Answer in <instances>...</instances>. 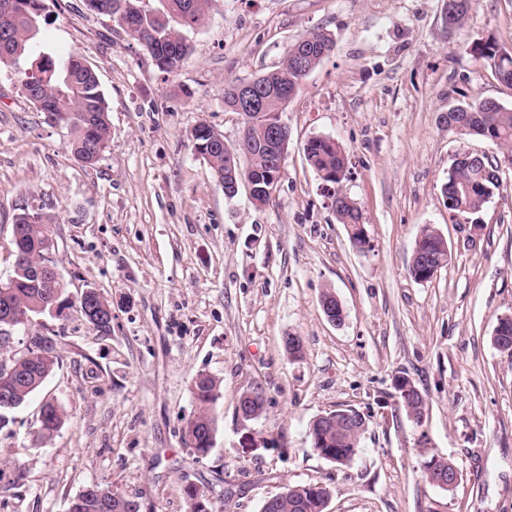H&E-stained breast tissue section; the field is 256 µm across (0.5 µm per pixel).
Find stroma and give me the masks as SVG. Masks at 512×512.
I'll list each match as a JSON object with an SVG mask.
<instances>
[{
	"label": "stroma",
	"mask_w": 512,
	"mask_h": 512,
	"mask_svg": "<svg viewBox=\"0 0 512 512\" xmlns=\"http://www.w3.org/2000/svg\"><path fill=\"white\" fill-rule=\"evenodd\" d=\"M45 3L38 48L79 53L96 71L111 137L82 166L65 130L0 72V282L14 267L15 216L42 214L68 295L100 292L112 333L75 314L13 329L11 352L48 336L59 363L0 428V512H69L94 484L140 512H190V486L213 512H261L283 487L310 483L330 487L326 512H512V357L492 342L512 316V168L467 221L452 222L442 192L459 154H500L450 127L448 111L483 99L512 107V86L472 53L488 39L512 53V0H473L454 30L445 0H210L169 76L86 0ZM313 30L335 47L282 113L290 141L276 193L261 207L243 190L227 198L193 128L235 144L244 120L225 108V83L274 70ZM319 136L346 151L339 189L361 213L365 247L304 158ZM426 224L451 258L423 283L409 264ZM328 289L344 310L336 325L321 306ZM287 335L300 337L299 358ZM200 373L221 383L203 457L183 439ZM401 375L426 400L422 423L399 405ZM252 390L263 411L244 421L238 401ZM48 399L65 421L46 439ZM339 407L368 423L345 466L309 437L312 420ZM247 436L257 450L242 448ZM434 456L457 466L452 490L426 480Z\"/></svg>",
	"instance_id": "1"
}]
</instances>
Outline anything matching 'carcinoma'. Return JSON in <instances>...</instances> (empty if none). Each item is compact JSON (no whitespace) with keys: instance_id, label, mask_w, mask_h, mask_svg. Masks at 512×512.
<instances>
[{"instance_id":"cac0c4a2","label":"carcinoma","mask_w":512,"mask_h":512,"mask_svg":"<svg viewBox=\"0 0 512 512\" xmlns=\"http://www.w3.org/2000/svg\"><path fill=\"white\" fill-rule=\"evenodd\" d=\"M162 9L146 11L140 0H98V13L121 23L134 25L129 30L163 74L178 71L189 56V45L184 32L198 26L203 20L210 0H161ZM39 0H0V69L4 68L28 90V99L44 112L49 123L67 131V143L75 161L83 166L96 164L98 153L108 147L110 137V114L106 98L100 90L99 80L93 68L83 65L84 58L70 53L58 60L49 55L33 56V42L40 32L43 11ZM471 0H448L446 13L450 28L462 25ZM334 45L331 34L318 30L303 36L292 44L284 61L276 69L257 77L258 83L268 93L266 110L284 111L288 100L299 87V76L294 73L293 63L302 61L314 70L326 58L322 51H331ZM473 54L494 70L498 79L512 86V54L502 50L493 40L472 48ZM454 122L469 135L488 138L502 149V156H512V108L489 99L465 106L460 105L451 115ZM206 130L201 135H192L195 153L202 155L224 189L232 191V166L253 169L257 178L258 193L271 173L277 172L275 163L260 150L248 156L237 149L228 150L219 144L222 134L209 125L199 124ZM308 163L321 179L331 184L341 182V174L347 165V154L339 144H330L317 137L308 141L304 148ZM495 169L489 161L480 162L474 154L459 155L448 170L444 184L448 212L475 214L479 212L498 182ZM335 211L340 223L347 226L350 241L362 243L356 232L361 224L358 207L348 197H336ZM13 227L26 242L30 259L22 271H13L12 276L24 281V285L10 290L8 300L14 311L36 315L40 308H48L50 292L36 284L32 275L33 264L43 257V243L49 237L48 225L43 217L21 213L16 216ZM416 253L431 256L430 266L444 267L448 264V244L441 240L437 229L427 225L421 229L414 249ZM58 363V357L36 359L17 358L12 370L0 373V425L9 421V414L25 404L44 384ZM220 383L214 377L200 374L194 380L199 411L194 416L197 423L187 429L185 443L197 454H206V435L216 428V420L209 412V405L219 396ZM401 406L406 415L416 421L422 419L425 399L422 394L410 390L400 395ZM352 408L336 409V423L326 428L312 422L309 436L322 442V447L340 450L342 464H347L359 451L361 435L345 428L341 421ZM62 410L53 403L45 402L42 430L51 435L62 422ZM330 491L320 484L288 486V494L264 503L262 512H325ZM136 501L118 495L109 489L92 486L71 502L69 512H136Z\"/></svg>"}]
</instances>
